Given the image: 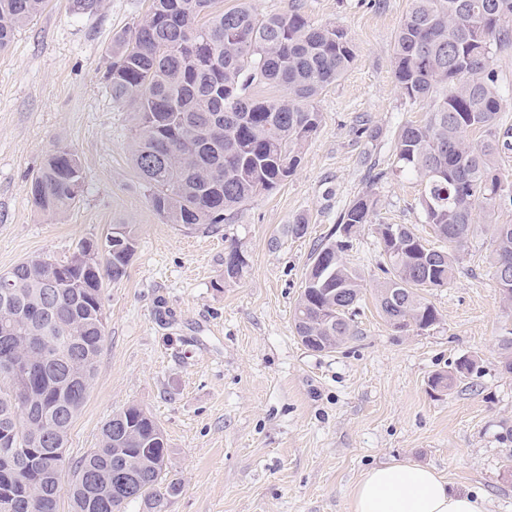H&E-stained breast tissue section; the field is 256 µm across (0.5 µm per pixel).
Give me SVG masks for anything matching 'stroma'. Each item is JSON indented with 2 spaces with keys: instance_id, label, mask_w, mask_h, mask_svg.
I'll list each match as a JSON object with an SVG mask.
<instances>
[{
  "instance_id": "stroma-1",
  "label": "stroma",
  "mask_w": 512,
  "mask_h": 512,
  "mask_svg": "<svg viewBox=\"0 0 512 512\" xmlns=\"http://www.w3.org/2000/svg\"><path fill=\"white\" fill-rule=\"evenodd\" d=\"M301 2L311 22L347 31L354 62L318 97L322 121L296 172L216 227L184 228L156 212L130 160L132 114L103 79L114 40L149 0H98L90 10L48 0L0 51V272L31 256L66 258L83 240L103 244L115 224L135 237L126 277L103 286L107 340L66 456L95 447L112 413L135 404L170 448L163 479L180 488L167 512H348L364 472L393 461L432 467L483 495L487 512H512V373L498 348L512 306L492 275L489 233L459 251L448 286L428 291L441 318L431 330L395 331L373 296L375 225L407 224L443 246L423 221L418 181H365L370 166L390 164L398 128L426 114L401 95L391 63L410 0ZM58 148L78 158L84 191L51 218L29 185ZM370 189L380 206L345 254L365 279L360 334L329 353L307 350L293 315L313 251ZM299 217L308 225L300 238L288 231ZM232 242L246 265L231 279ZM463 355L474 373L432 390L431 378Z\"/></svg>"
}]
</instances>
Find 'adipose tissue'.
<instances>
[{"label":"adipose tissue","mask_w":512,"mask_h":512,"mask_svg":"<svg viewBox=\"0 0 512 512\" xmlns=\"http://www.w3.org/2000/svg\"><path fill=\"white\" fill-rule=\"evenodd\" d=\"M349 512H487L486 501L454 488L429 467L393 462L367 470L355 484Z\"/></svg>","instance_id":"1"}]
</instances>
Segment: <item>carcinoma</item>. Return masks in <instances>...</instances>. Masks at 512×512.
Here are the masks:
<instances>
[{"mask_svg": "<svg viewBox=\"0 0 512 512\" xmlns=\"http://www.w3.org/2000/svg\"><path fill=\"white\" fill-rule=\"evenodd\" d=\"M47 0H0V49L44 9ZM145 18L112 45L104 78L112 100L133 112L130 154L154 209L170 224L224 223L226 214L287 180L321 122L315 102L355 59L352 41L333 24H315L299 0L263 15L251 0L224 9L222 0H150ZM512 43V0H411L397 31L392 65L402 94L426 105V119L395 137L388 174L413 176L423 191L425 223L448 243L428 247L405 224H378L384 258L374 291L386 322L398 331L440 323L424 296L453 279L456 252L478 232L476 207L491 230V269L500 299L512 305V224L495 215L512 208V182L499 167L512 150V130L499 128L504 94L491 68L493 49ZM254 84L281 95L257 98ZM83 185L75 154L59 148L32 179V204L56 216ZM380 199L368 190L340 214L339 236L314 252L294 310L301 343L331 352L357 335L353 317L364 290L344 253L353 230L372 223ZM112 250L84 264V245L69 258L33 256L6 271L9 301L0 302V441L29 448L15 462L0 456V498L12 512H125L140 503L166 512L175 483L160 487L170 448L145 409L131 405L101 427L98 445L76 462L57 464L55 449L33 438L69 430L83 409L106 341L103 283L125 277L133 256L129 225L114 224ZM502 367L512 373V330L499 339ZM33 373L11 376L7 364ZM459 358L454 372L431 379L434 390L473 373Z\"/></svg>", "mask_w": 512, "mask_h": 512, "instance_id": "obj_1", "label": "carcinoma"}]
</instances>
